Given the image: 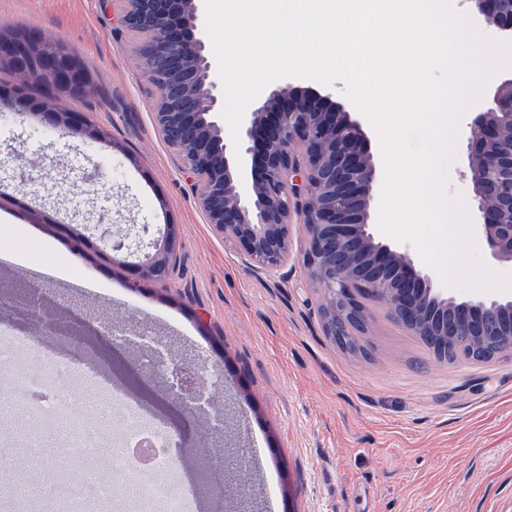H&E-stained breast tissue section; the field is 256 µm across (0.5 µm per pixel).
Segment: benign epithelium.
<instances>
[{
  "instance_id": "benign-epithelium-1",
  "label": "benign epithelium",
  "mask_w": 512,
  "mask_h": 512,
  "mask_svg": "<svg viewBox=\"0 0 512 512\" xmlns=\"http://www.w3.org/2000/svg\"><path fill=\"white\" fill-rule=\"evenodd\" d=\"M485 24L512 43V0H470ZM126 28L156 31L140 55L147 68H162L167 77L153 84V122L165 140L177 145L179 169L193 181L196 202L207 223L224 239L239 245L249 268L275 274L286 261L284 245L293 226L305 231L302 265L317 288L334 301L347 294L341 308L320 310L324 334L339 336L357 309L352 285L387 298L403 310L400 321L412 326L416 313L435 304L453 309L462 321L444 332L464 346L471 326L500 321L498 331L512 351V293L491 298H461L434 287L431 276L415 266L408 253L375 241L368 224L375 166L359 123L337 107L330 95L272 86L261 104L246 112L240 128L241 158H258L259 174L248 190L239 186L240 169L227 150L219 124L221 99L210 80L211 63L199 0H137L122 10ZM0 66L21 81L46 83L57 94L81 95L92 84L82 66L57 42L27 29L0 37ZM14 119L34 115L62 137L85 136L105 141L82 112H58L36 106L21 90L0 92V109ZM469 173L481 222L476 233L491 257L512 265V73L497 85L492 106L478 111L468 130ZM96 249L135 269L143 278L172 270L181 247L178 225L134 224L116 236L112 225H92Z\"/></svg>"
}]
</instances>
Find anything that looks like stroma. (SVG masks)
Listing matches in <instances>:
<instances>
[{"label": "stroma", "mask_w": 512, "mask_h": 512, "mask_svg": "<svg viewBox=\"0 0 512 512\" xmlns=\"http://www.w3.org/2000/svg\"><path fill=\"white\" fill-rule=\"evenodd\" d=\"M122 0H0V26H24L65 43L90 71L91 92L59 99L82 112L107 147L60 137L36 119L0 114V336L35 337L30 376L65 360L92 367L137 407L147 426L168 417L135 383L146 330L171 363L206 355L202 399L172 396L187 448L174 485L201 512H512V354L484 364L438 363L381 306L370 308L368 355L352 358L324 335L321 294L304 270L302 226L278 273L248 269L243 252L207 224L189 181L159 137ZM102 177L88 190L84 174ZM447 191L478 222L465 136ZM178 224L182 245L165 283L129 290L131 271L80 242L68 218ZM74 265L103 281L87 291L41 277Z\"/></svg>", "instance_id": "1"}]
</instances>
